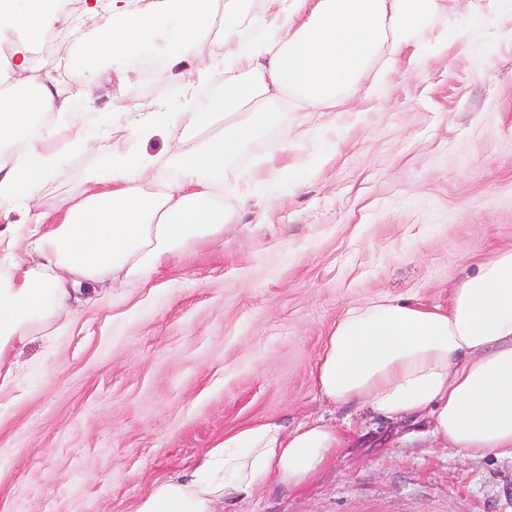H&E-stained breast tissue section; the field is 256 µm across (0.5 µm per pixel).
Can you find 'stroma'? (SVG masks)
Segmentation results:
<instances>
[{"mask_svg": "<svg viewBox=\"0 0 512 512\" xmlns=\"http://www.w3.org/2000/svg\"><path fill=\"white\" fill-rule=\"evenodd\" d=\"M91 4L61 15L69 55L32 52L39 73L64 86L71 71L101 70L103 115L119 96L181 116L164 69L177 25L121 73L83 51L99 31ZM442 4L416 59L370 68L335 111H285L255 136L224 172L223 237L187 243L149 279L8 349L0 512H133L225 433L319 418L348 429L346 447L311 482L266 485L237 512H512L511 454L410 439L408 424L323 401L313 381L346 310L447 304L473 263L512 246V0ZM73 133L58 126L49 144L68 178L44 184L46 207L135 144L116 119L96 128L94 152L67 150ZM258 166L274 198L232 191Z\"/></svg>", "mask_w": 512, "mask_h": 512, "instance_id": "obj_1", "label": "stroma"}]
</instances>
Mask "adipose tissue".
Returning a JSON list of instances; mask_svg holds the SVG:
<instances>
[{"mask_svg": "<svg viewBox=\"0 0 512 512\" xmlns=\"http://www.w3.org/2000/svg\"><path fill=\"white\" fill-rule=\"evenodd\" d=\"M440 10L441 0H266L253 15L246 0H156L146 13L132 0H107L100 35L84 46L90 57L131 63L173 17L182 36L166 62L170 74L189 88L223 61L222 92L190 114L164 154L109 155L85 189L48 211L40 188L66 171L46 144L56 125L73 121L74 101L91 100L94 79L73 72L63 93L39 75L29 51L51 35L55 13L42 0H0V34L21 36L0 57V206L31 227L23 242L0 232V380L12 377L4 369L10 345L97 302L104 281L121 287L156 272L188 240L223 235L231 221L224 169L256 130L277 124L285 96L313 112L335 105L372 63L395 69ZM214 15L218 30L204 29L201 19ZM248 24L263 43L227 49ZM204 39L206 56L195 52ZM247 103L254 109L243 120L207 135ZM111 108L137 139L168 134L164 113L118 97ZM314 383L328 402L428 421L427 438L465 456L512 453V248L476 262L447 305L378 299L348 309L325 338ZM345 441L320 419L240 427L190 469L154 483L135 512H230L266 484L293 489L313 480Z\"/></svg>", "mask_w": 512, "mask_h": 512, "instance_id": "obj_1", "label": "adipose tissue"}]
</instances>
